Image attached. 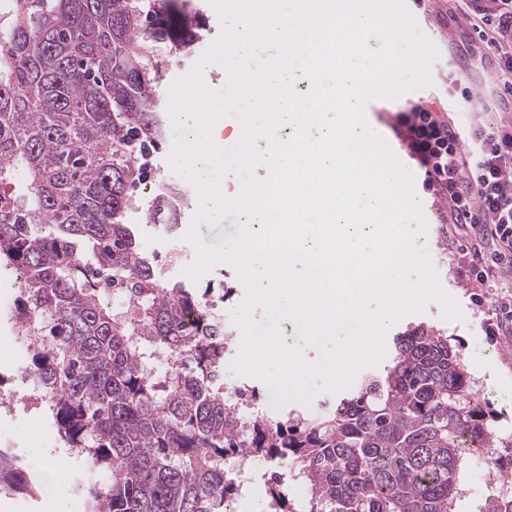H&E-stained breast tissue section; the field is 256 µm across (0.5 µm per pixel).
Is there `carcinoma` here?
<instances>
[{"label":"carcinoma","mask_w":512,"mask_h":512,"mask_svg":"<svg viewBox=\"0 0 512 512\" xmlns=\"http://www.w3.org/2000/svg\"><path fill=\"white\" fill-rule=\"evenodd\" d=\"M0 23V267L22 274L15 309L41 337L24 372L53 394L63 444L106 475L96 512H224L226 456L256 448L308 487L309 512H452L466 442L492 447L485 412L448 337L423 325L394 337L380 372L326 411L293 409L242 443L225 407L224 318L200 291L158 275L129 214L139 153L166 126L155 94L162 53L191 50L163 0H18ZM179 187L147 219L180 223ZM128 302L97 300L95 277ZM172 364L151 373L148 355ZM38 484L0 448V491Z\"/></svg>","instance_id":"obj_1"}]
</instances>
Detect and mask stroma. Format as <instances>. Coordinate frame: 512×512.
<instances>
[{
  "instance_id": "obj_1",
  "label": "stroma",
  "mask_w": 512,
  "mask_h": 512,
  "mask_svg": "<svg viewBox=\"0 0 512 512\" xmlns=\"http://www.w3.org/2000/svg\"><path fill=\"white\" fill-rule=\"evenodd\" d=\"M446 11L444 0H433L429 10L417 8L413 11L421 31L439 50V57L431 68L432 86L418 89L413 96L405 94L394 100L371 99L364 113L368 127L388 146L394 147L395 157L413 177V192L428 224L426 234L415 235L414 242L428 251L439 284L455 302L459 315L445 319L442 305L432 301L427 303L422 313L407 316L392 326L388 334L393 337L419 324L442 330L456 350L463 370L469 373L470 390L488 412L492 431L500 436L512 434V335L502 336L493 332L489 323L490 303L497 294H512V279H496L482 284L459 270L450 242L460 238L461 232L453 225L442 223L440 218L441 212L448 209V201L423 189L418 166L405 151L397 149V139L390 127L394 112L415 106H430L448 113L464 130L483 120L489 110L496 111L499 119H512V112L503 110L495 95L498 68L494 52L480 44L465 18L449 20ZM457 68L466 70L472 82L486 92L482 101L466 109L459 107L455 94L448 87V72ZM172 146V141L167 140L157 150L152 183H140L134 187L133 193L142 204H149L165 183L178 185L190 202H197L194 186L170 167L168 156ZM193 216V211L185 212L173 238L167 235L162 225L147 223L144 212L128 217L142 248L156 255L163 280H183L184 266L195 258V248L185 238ZM175 246L181 249V261L173 265L169 262V252ZM475 365L485 366V373H472L471 368ZM0 437L11 441L14 455L25 458L36 468H44L42 451L50 447L51 434L37 409L28 405L26 397L17 396L12 414L0 417Z\"/></svg>"
}]
</instances>
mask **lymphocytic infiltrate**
Here are the masks:
<instances>
[{"instance_id": "1", "label": "lymphocytic infiltrate", "mask_w": 512, "mask_h": 512, "mask_svg": "<svg viewBox=\"0 0 512 512\" xmlns=\"http://www.w3.org/2000/svg\"><path fill=\"white\" fill-rule=\"evenodd\" d=\"M481 43L498 55L504 93L512 95V0H451ZM415 135L422 185L448 199V221L470 228L464 268L478 281L512 277V122L490 121L463 136L455 121L429 108L395 116Z\"/></svg>"}]
</instances>
